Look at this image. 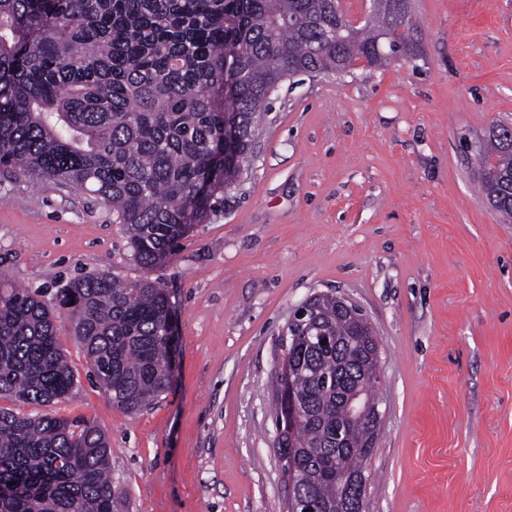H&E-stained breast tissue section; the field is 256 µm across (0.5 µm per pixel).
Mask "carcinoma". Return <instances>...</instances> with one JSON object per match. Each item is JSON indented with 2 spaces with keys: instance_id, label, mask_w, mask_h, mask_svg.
<instances>
[{
  "instance_id": "cac0c4a2",
  "label": "carcinoma",
  "mask_w": 512,
  "mask_h": 512,
  "mask_svg": "<svg viewBox=\"0 0 512 512\" xmlns=\"http://www.w3.org/2000/svg\"><path fill=\"white\" fill-rule=\"evenodd\" d=\"M410 0H375L354 26L339 0H0V171L91 194L122 224L134 260L154 268L218 192L247 171L261 109L287 78L385 68L416 54ZM481 195L512 223V125L489 127L475 158ZM173 306L149 280L87 273L47 301L0 274V400L53 407L77 385L55 324L64 312L92 377L121 409L171 384ZM316 327L338 342L288 343L305 417L288 469L320 512H352L341 492L374 449V430L336 413L355 389L376 401L377 341L336 296ZM109 441L81 417L0 406V512H118Z\"/></svg>"
}]
</instances>
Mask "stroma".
<instances>
[{
  "instance_id": "35a3bbf8",
  "label": "stroma",
  "mask_w": 512,
  "mask_h": 512,
  "mask_svg": "<svg viewBox=\"0 0 512 512\" xmlns=\"http://www.w3.org/2000/svg\"><path fill=\"white\" fill-rule=\"evenodd\" d=\"M410 3L419 57L283 81L243 182L155 268L92 196L0 174L1 273L49 296L106 270L175 303L173 385L136 413L57 322L77 385L55 411L106 432L122 512H287L281 334L326 293L380 346L367 512H512V224L474 180L512 122V0Z\"/></svg>"
}]
</instances>
